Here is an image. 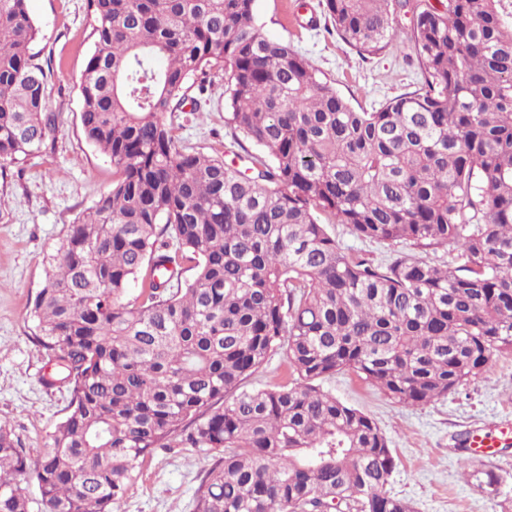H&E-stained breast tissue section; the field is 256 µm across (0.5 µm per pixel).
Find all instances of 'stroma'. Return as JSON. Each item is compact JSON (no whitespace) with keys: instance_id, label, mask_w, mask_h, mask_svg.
<instances>
[{"instance_id":"35a3bbf8","label":"stroma","mask_w":512,"mask_h":512,"mask_svg":"<svg viewBox=\"0 0 512 512\" xmlns=\"http://www.w3.org/2000/svg\"><path fill=\"white\" fill-rule=\"evenodd\" d=\"M299 0H256L264 33L305 56L321 79L334 84L354 107L372 110L413 91L418 60L406 45L362 59L325 30L320 0H306L315 24L295 19ZM40 29L36 46L48 74L49 111L55 119L52 148L8 165L0 173V422L6 423L28 460L50 447V436L68 404L62 388L41 382L47 358L31 337L29 306L44 276V261L70 224L112 187L109 160L84 135L80 78L93 48L94 18L87 0H27ZM179 137L187 146L223 153L235 136L224 125V76L216 73L201 97L200 112L179 113ZM322 386L370 414L384 431L396 467L387 490L413 512H512V445L464 467L463 435L512 421V353L455 393L419 407L387 398L350 372ZM211 465L193 448H159L120 512H194L199 478ZM500 482L485 483V470Z\"/></svg>"}]
</instances>
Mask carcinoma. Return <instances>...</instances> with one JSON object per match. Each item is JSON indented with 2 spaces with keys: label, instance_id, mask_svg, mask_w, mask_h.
<instances>
[{
  "label": "carcinoma",
  "instance_id": "obj_1",
  "mask_svg": "<svg viewBox=\"0 0 512 512\" xmlns=\"http://www.w3.org/2000/svg\"><path fill=\"white\" fill-rule=\"evenodd\" d=\"M500 0H323L359 56L406 32L420 86L356 110L254 19L255 0H89L86 138L112 189L46 258L31 334L69 393L28 462L0 424V512H116L157 448L210 456L195 512H412L375 419L325 391L353 372L423 406L512 351V27ZM39 30L0 0V162L53 141ZM224 73L248 172L180 145L165 115ZM413 249L384 262L329 230ZM136 296L126 298L131 283ZM285 351L291 379L248 380Z\"/></svg>",
  "mask_w": 512,
  "mask_h": 512
}]
</instances>
